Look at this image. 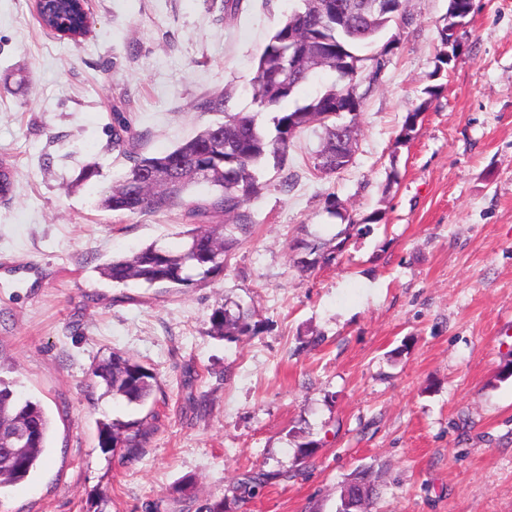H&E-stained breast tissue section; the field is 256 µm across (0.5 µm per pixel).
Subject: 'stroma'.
Masks as SVG:
<instances>
[{"instance_id": "stroma-1", "label": "stroma", "mask_w": 512, "mask_h": 512, "mask_svg": "<svg viewBox=\"0 0 512 512\" xmlns=\"http://www.w3.org/2000/svg\"><path fill=\"white\" fill-rule=\"evenodd\" d=\"M297 5L88 0L75 45L42 27L34 0H0V159L15 169L0 201V379L52 421L45 464L0 494V512H200L219 499L224 512H336L363 468L372 512H512V0H474L440 73L448 0H405L351 164L318 174L323 130L298 134L292 188L263 165L256 223L222 274L170 292L99 274L112 257L186 241L179 210L96 208L128 166L109 148L113 107L147 155L214 121L202 99L227 93L230 111H256L257 57ZM90 161L99 176L79 181ZM331 196L380 220L336 265L301 273L294 240L342 228ZM224 302L248 310L254 334L211 336ZM114 352L152 370L153 401L92 386ZM143 417L142 447L100 446V422ZM257 473L255 494L234 499Z\"/></svg>"}]
</instances>
